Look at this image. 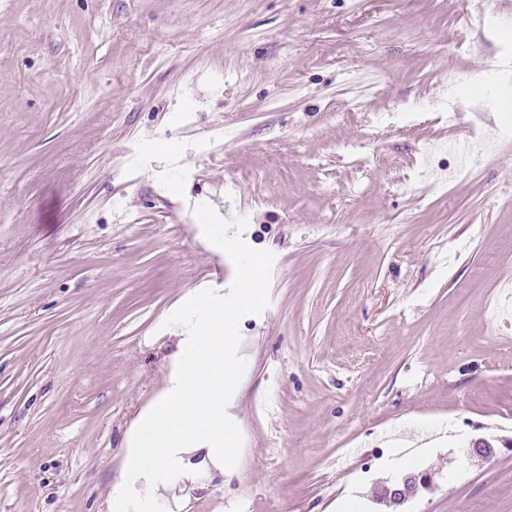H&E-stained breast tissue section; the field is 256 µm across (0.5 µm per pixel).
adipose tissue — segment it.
<instances>
[{
	"label": "adipose tissue",
	"instance_id": "ef3b65f1",
	"mask_svg": "<svg viewBox=\"0 0 512 512\" xmlns=\"http://www.w3.org/2000/svg\"><path fill=\"white\" fill-rule=\"evenodd\" d=\"M259 279V265L240 262L233 304L213 306L203 292L202 317L178 322L176 366L158 400L130 428L122 475L108 495L110 512H168L169 494L196 453H205L217 471L232 465L235 448L224 417L226 393L239 373L229 358L236 348L232 328L239 311L260 301Z\"/></svg>",
	"mask_w": 512,
	"mask_h": 512
}]
</instances>
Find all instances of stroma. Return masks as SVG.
Instances as JSON below:
<instances>
[{"instance_id": "1", "label": "stroma", "mask_w": 512, "mask_h": 512, "mask_svg": "<svg viewBox=\"0 0 512 512\" xmlns=\"http://www.w3.org/2000/svg\"><path fill=\"white\" fill-rule=\"evenodd\" d=\"M496 9L0 0V512H107L177 348L163 322L216 256L227 295L258 261L264 298L233 326L234 472L194 457L182 512H512ZM473 135L496 145L480 163L425 153ZM410 431L412 463L362 474Z\"/></svg>"}]
</instances>
